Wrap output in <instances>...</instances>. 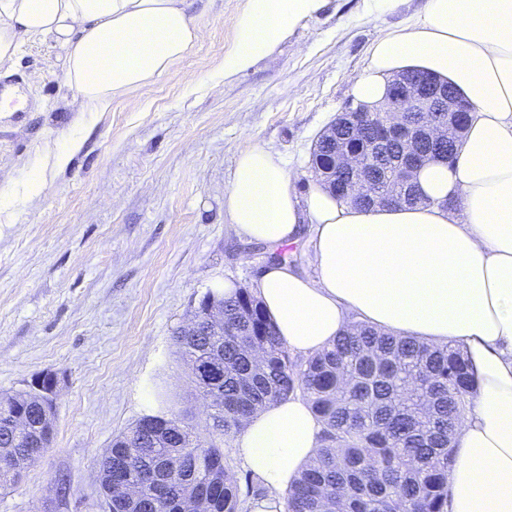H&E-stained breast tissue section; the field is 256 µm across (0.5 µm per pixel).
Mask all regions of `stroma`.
I'll return each mask as SVG.
<instances>
[{"label":"stroma","instance_id":"35a3bbf8","mask_svg":"<svg viewBox=\"0 0 512 512\" xmlns=\"http://www.w3.org/2000/svg\"><path fill=\"white\" fill-rule=\"evenodd\" d=\"M248 0H189L202 41L148 88L83 112L63 84L65 51L31 39L0 92L25 105L0 114V189L29 168L41 197L0 203V391L43 372L58 380L51 448L11 489L0 512H104L97 459L146 415L186 412L205 430L210 409L175 344L194 306L230 278L260 274L263 243L240 236L224 213L236 160L277 152L290 187L315 180L312 148L353 105L351 79L373 41L405 27L424 0L378 12L372 0H326L272 56L223 78ZM71 138L66 167L53 155Z\"/></svg>","mask_w":512,"mask_h":512}]
</instances>
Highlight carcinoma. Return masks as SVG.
I'll return each mask as SVG.
<instances>
[{
  "label": "carcinoma",
  "mask_w": 512,
  "mask_h": 512,
  "mask_svg": "<svg viewBox=\"0 0 512 512\" xmlns=\"http://www.w3.org/2000/svg\"><path fill=\"white\" fill-rule=\"evenodd\" d=\"M459 140L422 144L453 160ZM224 301V334L187 336L176 344L190 373L212 401L222 432L202 434L176 414L157 415L165 426L141 418L112 438L99 461L107 478L140 485L135 501L122 495L106 512H175L190 490L210 499L211 512H242L238 478L224 460V436L254 410L298 393L322 424V449L285 497V512H448V474L454 436L477 394L476 380L460 346L433 345L408 336L353 325L331 347L297 362L281 342L258 298L244 289L231 298L207 292L194 309ZM224 372L222 391L198 374L204 363ZM44 403L26 387L0 393V487L14 484L32 455L43 454ZM22 412L29 429L7 430Z\"/></svg>",
  "instance_id": "1"
}]
</instances>
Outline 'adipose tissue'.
<instances>
[{"instance_id":"ef3b65f1","label":"adipose tissue","mask_w":512,"mask_h":512,"mask_svg":"<svg viewBox=\"0 0 512 512\" xmlns=\"http://www.w3.org/2000/svg\"><path fill=\"white\" fill-rule=\"evenodd\" d=\"M323 2L248 0L225 76L271 54ZM33 37L64 45V85L96 112L149 87L203 32L187 0H0V68ZM413 69L474 109L454 161L418 171L424 204L360 208L318 186L301 201L279 155L253 148L224 210L241 236L268 245L312 227L315 276L284 263L250 286L290 351L316 354L352 314L381 332L462 346L478 391L455 438L448 512H512V0H425L410 26L375 39L352 79L356 103L380 107L391 79ZM321 429L299 394L244 421L236 454L265 492L252 512H284Z\"/></svg>"}]
</instances>
